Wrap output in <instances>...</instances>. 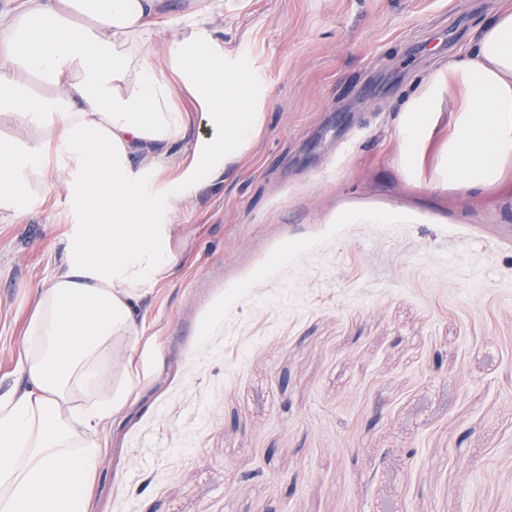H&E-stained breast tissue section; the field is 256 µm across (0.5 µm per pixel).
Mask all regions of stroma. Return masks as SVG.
Masks as SVG:
<instances>
[{"label": "stroma", "instance_id": "obj_1", "mask_svg": "<svg viewBox=\"0 0 512 512\" xmlns=\"http://www.w3.org/2000/svg\"><path fill=\"white\" fill-rule=\"evenodd\" d=\"M494 6L224 0L264 132L170 214L191 265L153 290L87 512H512V181L449 184L447 104L424 165L399 143ZM75 179L0 213V392L60 235L95 218Z\"/></svg>", "mask_w": 512, "mask_h": 512}]
</instances>
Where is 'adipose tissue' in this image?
I'll use <instances>...</instances> for the list:
<instances>
[{
    "mask_svg": "<svg viewBox=\"0 0 512 512\" xmlns=\"http://www.w3.org/2000/svg\"><path fill=\"white\" fill-rule=\"evenodd\" d=\"M178 38L159 42L161 32ZM224 0H16L0 10V211L47 203L65 167L105 222L75 224L62 264L34 294L19 386L0 393V512H86L104 432L130 404L157 337L153 288L185 257L174 207L222 181L261 137L245 85L224 69ZM448 180L507 177L512 159V0L449 58ZM434 117L407 108V160ZM205 133H198L197 123ZM144 210L131 228L121 215ZM123 378L112 384V350Z\"/></svg>",
    "mask_w": 512,
    "mask_h": 512,
    "instance_id": "1",
    "label": "adipose tissue"
}]
</instances>
